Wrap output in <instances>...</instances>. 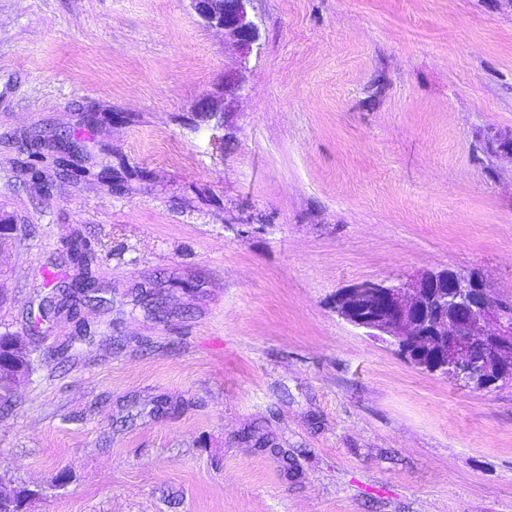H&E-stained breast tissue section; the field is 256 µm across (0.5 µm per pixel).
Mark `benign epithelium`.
I'll list each match as a JSON object with an SVG mask.
<instances>
[{"label":"benign epithelium","mask_w":512,"mask_h":512,"mask_svg":"<svg viewBox=\"0 0 512 512\" xmlns=\"http://www.w3.org/2000/svg\"><path fill=\"white\" fill-rule=\"evenodd\" d=\"M207 27L224 31L247 59L260 37L254 0H190ZM490 153H512V136L492 128ZM336 315L419 368L463 387L512 381V308L494 301L472 272L442 269L397 281H362L336 293Z\"/></svg>","instance_id":"obj_1"}]
</instances>
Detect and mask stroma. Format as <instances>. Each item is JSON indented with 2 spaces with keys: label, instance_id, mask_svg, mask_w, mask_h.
Returning a JSON list of instances; mask_svg holds the SVG:
<instances>
[{
  "label": "stroma",
  "instance_id": "35a3bbf8",
  "mask_svg": "<svg viewBox=\"0 0 512 512\" xmlns=\"http://www.w3.org/2000/svg\"><path fill=\"white\" fill-rule=\"evenodd\" d=\"M254 9L244 61L189 0H0V216L21 228L0 325L35 348L0 492L37 490L31 512H512V384L459 386L332 308L443 267L512 304V155L480 144L512 133V0ZM54 132L81 158L30 179L27 142ZM77 237L88 333L60 315L31 335ZM88 251L87 245L82 240H76L71 246L70 261L81 270L78 288L90 290L95 288V286L93 285V277L90 272L91 257Z\"/></svg>",
  "mask_w": 512,
  "mask_h": 512
}]
</instances>
